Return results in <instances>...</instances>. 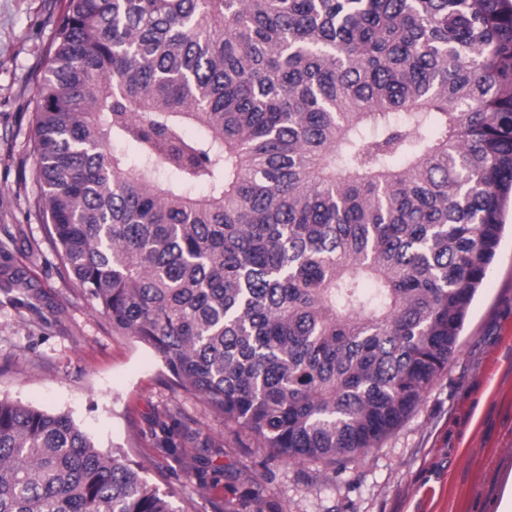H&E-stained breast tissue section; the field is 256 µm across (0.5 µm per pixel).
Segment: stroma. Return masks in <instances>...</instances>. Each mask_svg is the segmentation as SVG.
I'll return each instance as SVG.
<instances>
[{"label":"stroma","instance_id":"1","mask_svg":"<svg viewBox=\"0 0 512 512\" xmlns=\"http://www.w3.org/2000/svg\"><path fill=\"white\" fill-rule=\"evenodd\" d=\"M68 0H0V396L68 414L142 470L176 512H496L512 483V212L447 368L418 409L345 469L270 461L113 334L41 242L38 85ZM23 276L24 301L4 288ZM206 490H198L199 481Z\"/></svg>","mask_w":512,"mask_h":512}]
</instances>
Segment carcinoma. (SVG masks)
<instances>
[{"instance_id":"1","label":"carcinoma","mask_w":512,"mask_h":512,"mask_svg":"<svg viewBox=\"0 0 512 512\" xmlns=\"http://www.w3.org/2000/svg\"><path fill=\"white\" fill-rule=\"evenodd\" d=\"M38 97L59 274L268 457L349 460L448 367L512 197L507 0H70ZM0 512L176 510L0 398Z\"/></svg>"}]
</instances>
